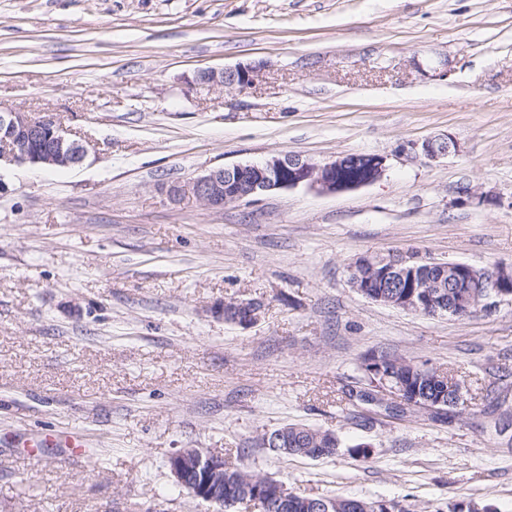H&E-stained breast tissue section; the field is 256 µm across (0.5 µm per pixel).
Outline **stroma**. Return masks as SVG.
I'll list each match as a JSON object with an SVG mask.
<instances>
[{
	"instance_id": "obj_1",
	"label": "stroma",
	"mask_w": 512,
	"mask_h": 512,
	"mask_svg": "<svg viewBox=\"0 0 512 512\" xmlns=\"http://www.w3.org/2000/svg\"><path fill=\"white\" fill-rule=\"evenodd\" d=\"M249 63L243 91L194 80ZM0 111L87 151L0 163V512H215L177 485L181 448L301 495L512 512V302L423 316L349 281L387 252L512 267V0H0ZM448 133V158L399 151ZM275 152L387 168L221 210L162 193ZM381 351L462 381L447 422L356 398ZM287 424L336 454L264 448ZM260 305L254 302L225 301L216 310V314L224 317L225 321L239 326L248 327L259 318ZM234 314L233 316H230Z\"/></svg>"
}]
</instances>
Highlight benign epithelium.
Wrapping results in <instances>:
<instances>
[{
  "mask_svg": "<svg viewBox=\"0 0 512 512\" xmlns=\"http://www.w3.org/2000/svg\"><path fill=\"white\" fill-rule=\"evenodd\" d=\"M256 65H237L221 69L207 68L197 72L195 80L201 84L220 85L243 90L254 81ZM460 151L456 137L446 134L428 138L422 142H411L399 148L428 163L448 157ZM86 157L84 146L67 136L61 123L53 119L31 116L26 112L0 111V161L6 159L17 164L38 168H72L81 165ZM346 156L318 163L301 154L273 153L259 163H238L214 167L204 174L184 183H173L162 189L171 202L190 195L205 207L222 209L235 203H252L271 192L305 186L318 194L337 192L368 185L384 175L386 157L372 155V173L363 181L344 183L337 178V171L345 165ZM417 257L411 253L403 255L389 269L381 270L358 292L374 297L372 289L381 286L394 287L398 282L394 272L403 275L415 271ZM444 266L455 267L468 274L459 281L454 301L457 313L468 314L472 310L482 311L509 298L512 300V270L503 267L493 275H481L474 266L465 262H446ZM407 311L417 312L420 307L438 308L436 297L422 289L396 302ZM260 305L254 302L226 301L215 313L224 320L248 327L259 318ZM367 402L378 406L388 405V400L399 401L409 407L415 401L407 400V385L402 381L390 384V376H382L381 383L365 390ZM265 447L275 448L285 454H301L315 457L317 453L308 448L284 443L281 434L265 436ZM169 468L178 485L193 497L208 503L224 502V457L199 448H182L169 459Z\"/></svg>",
  "mask_w": 512,
  "mask_h": 512,
  "instance_id": "benign-epithelium-1",
  "label": "benign epithelium"
}]
</instances>
